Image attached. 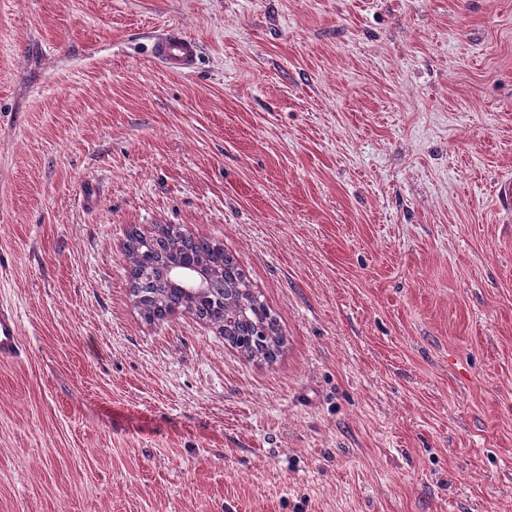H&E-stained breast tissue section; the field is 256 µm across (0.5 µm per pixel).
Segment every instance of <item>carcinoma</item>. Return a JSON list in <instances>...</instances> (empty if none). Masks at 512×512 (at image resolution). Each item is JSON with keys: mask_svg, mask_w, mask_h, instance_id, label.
<instances>
[{"mask_svg": "<svg viewBox=\"0 0 512 512\" xmlns=\"http://www.w3.org/2000/svg\"><path fill=\"white\" fill-rule=\"evenodd\" d=\"M130 292L145 320L162 322L175 310L203 320L249 359L274 360L285 345L279 321L236 259L217 242L169 224L150 234L128 232L124 252ZM201 272L208 288L190 296L178 286Z\"/></svg>", "mask_w": 512, "mask_h": 512, "instance_id": "carcinoma-1", "label": "carcinoma"}]
</instances>
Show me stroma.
<instances>
[{
  "mask_svg": "<svg viewBox=\"0 0 512 512\" xmlns=\"http://www.w3.org/2000/svg\"><path fill=\"white\" fill-rule=\"evenodd\" d=\"M509 180L512 0H0V512H512ZM160 224L275 362L141 319ZM152 55L171 71L188 72L196 65L199 46L183 32L173 29L163 40L153 43ZM130 292L144 320L163 322L175 310L208 322L248 359L273 361L285 345L279 321L261 300L236 259L217 242L196 238L176 225H162L149 235L128 232L124 252ZM171 263L179 265L177 277ZM199 270L208 288L188 296L202 282L186 278ZM23 352L20 324L16 315L3 305L0 306V363H10Z\"/></svg>",
  "mask_w": 512,
  "mask_h": 512,
  "instance_id": "35a3bbf8",
  "label": "stroma"
}]
</instances>
